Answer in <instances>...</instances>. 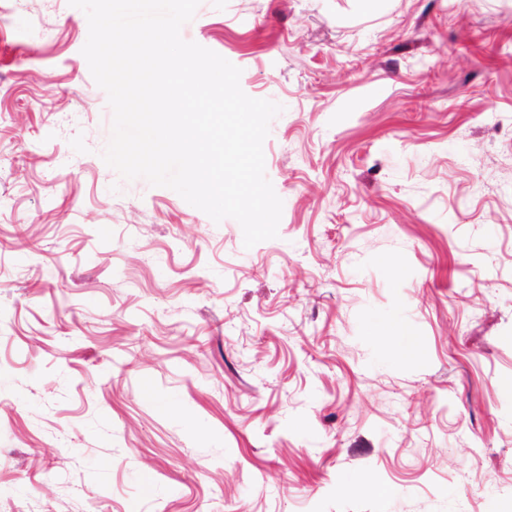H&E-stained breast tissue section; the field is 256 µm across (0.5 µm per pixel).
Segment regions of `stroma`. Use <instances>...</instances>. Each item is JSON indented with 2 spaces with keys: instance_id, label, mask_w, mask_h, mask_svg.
<instances>
[{
  "instance_id": "1",
  "label": "stroma",
  "mask_w": 512,
  "mask_h": 512,
  "mask_svg": "<svg viewBox=\"0 0 512 512\" xmlns=\"http://www.w3.org/2000/svg\"><path fill=\"white\" fill-rule=\"evenodd\" d=\"M88 32L0 0V512H512V0H201L249 249L105 164Z\"/></svg>"
}]
</instances>
